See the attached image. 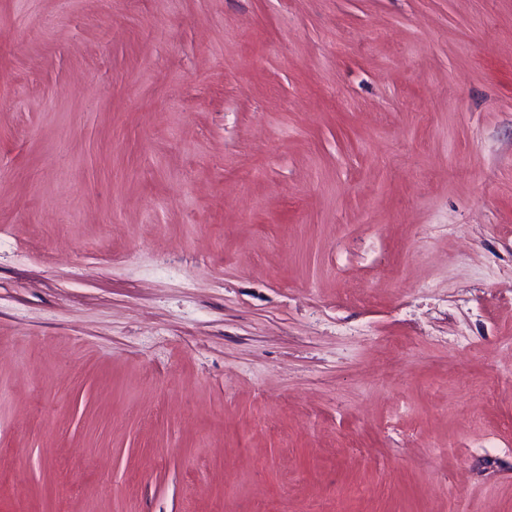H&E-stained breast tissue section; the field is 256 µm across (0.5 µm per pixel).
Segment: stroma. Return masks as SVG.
<instances>
[{
  "label": "stroma",
  "mask_w": 512,
  "mask_h": 512,
  "mask_svg": "<svg viewBox=\"0 0 512 512\" xmlns=\"http://www.w3.org/2000/svg\"><path fill=\"white\" fill-rule=\"evenodd\" d=\"M0 512H512V0H0Z\"/></svg>",
  "instance_id": "stroma-1"
}]
</instances>
